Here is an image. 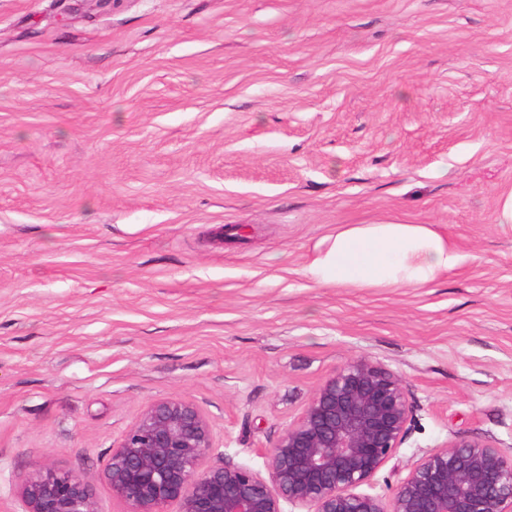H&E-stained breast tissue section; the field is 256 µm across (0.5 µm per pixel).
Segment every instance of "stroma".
Listing matches in <instances>:
<instances>
[{
	"label": "stroma",
	"mask_w": 512,
	"mask_h": 512,
	"mask_svg": "<svg viewBox=\"0 0 512 512\" xmlns=\"http://www.w3.org/2000/svg\"><path fill=\"white\" fill-rule=\"evenodd\" d=\"M511 193L512 0H0V512L37 464L125 512L102 473L160 398L266 472L357 359L413 406L370 493L461 434L512 453ZM383 221L462 263L305 274L336 225Z\"/></svg>",
	"instance_id": "obj_1"
}]
</instances>
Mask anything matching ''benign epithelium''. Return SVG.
I'll return each mask as SVG.
<instances>
[{"mask_svg": "<svg viewBox=\"0 0 512 512\" xmlns=\"http://www.w3.org/2000/svg\"><path fill=\"white\" fill-rule=\"evenodd\" d=\"M413 406L400 380L365 359L323 382L265 450L268 476L223 460L193 402L150 403L113 444L103 479L125 512H512V454L466 436L422 457L389 498L370 485L408 434ZM22 512H99L93 484L33 466Z\"/></svg>", "mask_w": 512, "mask_h": 512, "instance_id": "benign-epithelium-1", "label": "benign epithelium"}]
</instances>
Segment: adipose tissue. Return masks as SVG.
<instances>
[{"label": "adipose tissue", "instance_id": "obj_1", "mask_svg": "<svg viewBox=\"0 0 512 512\" xmlns=\"http://www.w3.org/2000/svg\"><path fill=\"white\" fill-rule=\"evenodd\" d=\"M462 261L430 224H340L318 245L307 271L342 288H421Z\"/></svg>", "mask_w": 512, "mask_h": 512}]
</instances>
